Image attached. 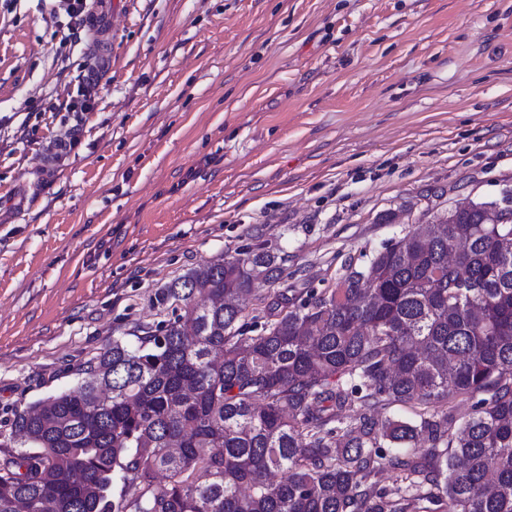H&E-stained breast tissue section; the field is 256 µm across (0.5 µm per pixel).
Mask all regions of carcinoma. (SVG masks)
Instances as JSON below:
<instances>
[{"instance_id": "1", "label": "carcinoma", "mask_w": 512, "mask_h": 512, "mask_svg": "<svg viewBox=\"0 0 512 512\" xmlns=\"http://www.w3.org/2000/svg\"><path fill=\"white\" fill-rule=\"evenodd\" d=\"M278 259L189 270L156 294L172 318L13 409L0 512H512V190L255 309Z\"/></svg>"}]
</instances>
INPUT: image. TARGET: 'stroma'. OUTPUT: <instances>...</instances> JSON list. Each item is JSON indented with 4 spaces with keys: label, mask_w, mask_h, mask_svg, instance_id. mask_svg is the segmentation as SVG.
<instances>
[{
    "label": "stroma",
    "mask_w": 512,
    "mask_h": 512,
    "mask_svg": "<svg viewBox=\"0 0 512 512\" xmlns=\"http://www.w3.org/2000/svg\"><path fill=\"white\" fill-rule=\"evenodd\" d=\"M67 21L0 9V423L170 319L190 269L262 244L254 300L319 291L512 189V0H111L63 47Z\"/></svg>",
    "instance_id": "35a3bbf8"
}]
</instances>
